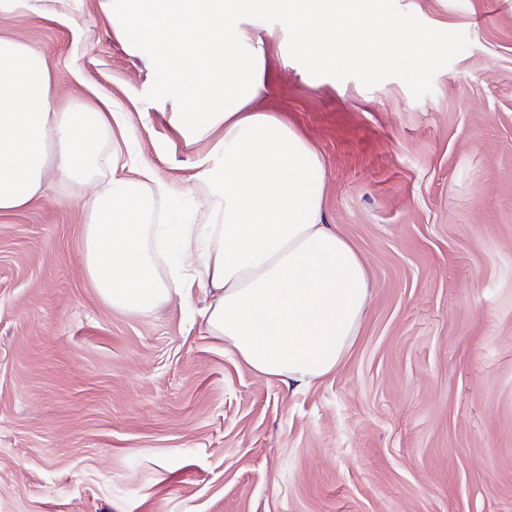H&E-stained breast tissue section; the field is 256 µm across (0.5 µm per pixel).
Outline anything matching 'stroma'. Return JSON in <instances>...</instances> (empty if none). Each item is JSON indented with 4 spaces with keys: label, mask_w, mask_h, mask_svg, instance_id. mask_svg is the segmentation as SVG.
<instances>
[{
    "label": "stroma",
    "mask_w": 512,
    "mask_h": 512,
    "mask_svg": "<svg viewBox=\"0 0 512 512\" xmlns=\"http://www.w3.org/2000/svg\"><path fill=\"white\" fill-rule=\"evenodd\" d=\"M103 0L0 16L41 53L58 107L107 96L197 224L196 162ZM436 50L414 67L315 72L273 16L266 111L327 170L324 221L358 249L370 298L336 371L266 380L197 311L113 309L83 266L59 184L0 214V512H512V0H385Z\"/></svg>",
    "instance_id": "35a3bbf8"
}]
</instances>
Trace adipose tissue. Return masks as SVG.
<instances>
[{
  "label": "adipose tissue",
  "mask_w": 512,
  "mask_h": 512,
  "mask_svg": "<svg viewBox=\"0 0 512 512\" xmlns=\"http://www.w3.org/2000/svg\"><path fill=\"white\" fill-rule=\"evenodd\" d=\"M116 36L142 59L165 123L185 145L208 142L196 186L202 224L159 216L168 192L149 165L125 177L113 132L119 110L62 112L42 55L0 36V212L58 182L91 189L83 264L112 308L151 314L196 287L206 331L259 377L305 387L331 375L355 343L369 275L353 244L323 221L327 173L286 118L264 111L266 36L245 19L289 27L288 50L316 71L367 58L383 66L434 47L383 0H104Z\"/></svg>",
  "instance_id": "ef3b65f1"
}]
</instances>
